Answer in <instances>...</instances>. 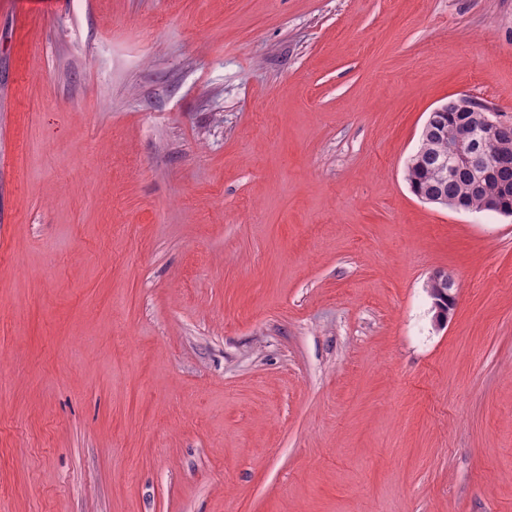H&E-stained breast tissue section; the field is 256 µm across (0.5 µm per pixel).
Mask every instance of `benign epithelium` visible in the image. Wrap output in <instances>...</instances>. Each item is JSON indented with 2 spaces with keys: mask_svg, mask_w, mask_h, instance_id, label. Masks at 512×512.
I'll list each match as a JSON object with an SVG mask.
<instances>
[{
  "mask_svg": "<svg viewBox=\"0 0 512 512\" xmlns=\"http://www.w3.org/2000/svg\"><path fill=\"white\" fill-rule=\"evenodd\" d=\"M456 108L464 119L458 124L455 139L448 143V151L436 155L433 178L444 182L465 171L471 176V194L484 199V210L512 216L485 194L487 178L493 168L512 163V153L500 144L503 123L497 112L470 97L458 98Z\"/></svg>",
  "mask_w": 512,
  "mask_h": 512,
  "instance_id": "7a95c632",
  "label": "benign epithelium"
}]
</instances>
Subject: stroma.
I'll return each instance as SVG.
<instances>
[{"label": "stroma", "instance_id": "35a3bbf8", "mask_svg": "<svg viewBox=\"0 0 512 512\" xmlns=\"http://www.w3.org/2000/svg\"><path fill=\"white\" fill-rule=\"evenodd\" d=\"M462 96L512 0H0V512H512V218L405 178Z\"/></svg>", "mask_w": 512, "mask_h": 512}]
</instances>
